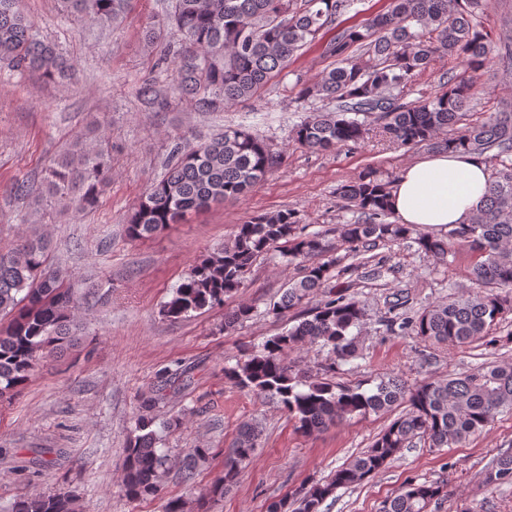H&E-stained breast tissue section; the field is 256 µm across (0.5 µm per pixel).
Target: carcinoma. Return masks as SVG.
Here are the masks:
<instances>
[{
    "label": "carcinoma",
    "mask_w": 512,
    "mask_h": 512,
    "mask_svg": "<svg viewBox=\"0 0 512 512\" xmlns=\"http://www.w3.org/2000/svg\"><path fill=\"white\" fill-rule=\"evenodd\" d=\"M64 19L116 22L128 0H56ZM355 0H175L167 24L181 35L180 46L162 64L170 79H155L139 89L142 104L161 112L171 99L190 98L202 112H221L227 104L251 99L268 81L326 34L325 52L335 58L320 80L300 89L304 98L329 101L335 108L315 112L295 130L294 140L313 152H330L360 144L370 128L359 119L374 114L382 130L404 145L429 143L439 150H464L484 158L490 168L485 200L466 224L446 236L426 233L409 224L386 221L390 181L369 172L342 185L338 196L363 214L362 219L336 227V242L319 233L306 234L292 211H278L240 224L233 239L204 255L184 281L172 290L162 309L179 319L224 304V298L244 286L256 258L272 247L288 263H303L301 276L273 310H300L299 322L246 352L224 376L258 398L276 401L295 428L319 431L355 416L387 414L403 407L369 448L336 470L328 482L305 483L285 498L269 503L266 512H321L323 502L339 488L362 484L385 468L413 439L431 448L458 446L481 434L494 419L512 412V363H484L470 371L409 384L397 377L373 388L337 382L336 363L360 357L352 330L368 316L366 304L336 289V273L345 259H356L383 244L411 241L440 262L457 247L475 254L470 286L413 314L387 318L386 326L419 336L438 346L465 349L485 339L504 311L512 308V113L491 112L466 124L476 80L448 79V88L404 102L406 86L441 55H464L472 72L483 68L490 52L487 34L479 29V14L489 0H388L386 9L362 25L347 24ZM18 75L37 72L76 81L75 64L41 38L21 7V0H0V63ZM283 153L270 149L255 133L228 128L192 145L182 138L161 181L151 185L129 215L130 240H149L186 215L228 198H243L278 170ZM111 165L104 153L82 140L49 168L46 191L64 208H94L110 180ZM51 242L36 232L0 252V402L30 380L43 352L61 349L74 340L80 296L64 285L49 265ZM323 294L316 305L309 302ZM252 308L238 306L224 318L228 331L251 317ZM307 345L327 351L323 375L296 368L286 354ZM177 378L168 370L159 375L152 394L142 399L126 448L122 486L132 501L160 497L168 458L159 448L161 432L178 429L173 417L154 429L147 416ZM258 433L241 427L223 474L210 489L223 495L242 464L257 447ZM482 482H512V451L500 452L482 474ZM448 498L447 484L407 481L386 498L380 512H428ZM11 512H80L76 495L56 491L23 496Z\"/></svg>",
    "instance_id": "obj_1"
}]
</instances>
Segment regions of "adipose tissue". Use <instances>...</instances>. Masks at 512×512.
<instances>
[{"mask_svg": "<svg viewBox=\"0 0 512 512\" xmlns=\"http://www.w3.org/2000/svg\"><path fill=\"white\" fill-rule=\"evenodd\" d=\"M487 178L480 157L439 151L404 167L391 192L392 209L403 224L451 227L479 207Z\"/></svg>", "mask_w": 512, "mask_h": 512, "instance_id": "ef3b65f1", "label": "adipose tissue"}]
</instances>
